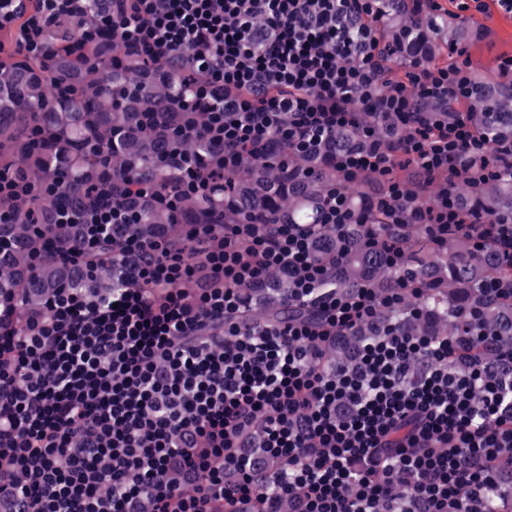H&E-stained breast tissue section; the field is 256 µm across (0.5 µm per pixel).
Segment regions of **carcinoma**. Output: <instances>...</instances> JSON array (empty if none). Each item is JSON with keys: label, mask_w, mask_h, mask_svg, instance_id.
Returning a JSON list of instances; mask_svg holds the SVG:
<instances>
[{"label": "carcinoma", "mask_w": 512, "mask_h": 512, "mask_svg": "<svg viewBox=\"0 0 512 512\" xmlns=\"http://www.w3.org/2000/svg\"><path fill=\"white\" fill-rule=\"evenodd\" d=\"M379 8L392 37L409 28L421 34L429 28L428 21L416 22L400 13L391 0H383ZM75 31L74 22L50 23L46 32L49 54L17 57L0 72V158L17 153L18 143L35 132L38 167L28 171V176L55 181L51 203L78 210L83 198L71 174L80 169L110 168L123 178L162 183L166 171L160 160L168 152V140L163 132L143 127L141 112L148 108L164 112L170 125L177 127L182 124L185 111L178 106L183 90L172 83L176 68L166 60L146 64L122 54L106 27L97 31L89 47L73 50L70 42ZM52 76L64 84L56 94L49 90ZM476 81L494 89L493 94H479L468 102L478 132L491 139H512V83L502 82L498 75L478 77ZM357 144L355 132L342 130L317 155L292 154L284 165H267L246 156L239 168L227 175L232 190L214 201L185 200L181 207L184 220L203 219L217 210L226 222L250 216L284 224H317L327 189L336 181L328 156L339 148ZM308 168L315 175H303ZM405 181L417 199L430 201L448 177L435 178L424 190L414 178L407 176ZM457 186L468 191L464 201L468 206L474 205L490 215L512 212V182L482 184L476 180L459 182ZM349 199L367 214V225L387 226L386 216L371 209L369 179L360 178ZM127 203L138 213L134 230L141 237L150 239L163 230L177 231L175 213L166 205L138 197L128 198ZM0 209L16 211L10 227L15 248L0 259L1 297L32 307L56 288L75 283L84 288L98 286L96 279L75 280L51 261L32 270L30 256L33 248L41 245V239L21 206L0 203ZM393 231L402 245L408 275L416 283L434 285L423 297H410L411 305L424 310V316L405 320L409 332L452 336L458 330V321L448 314V309L478 305L484 330L498 336L503 347H512V299L487 302L480 298L478 290L485 280L512 278L511 264L495 258L490 249L474 254L470 242L454 233L440 246L420 235L415 224H402ZM363 232L360 226L351 228L352 244L342 263L331 269L323 287L341 290L364 283L381 287L395 276L385 254L369 252L358 243ZM266 287L267 292L259 300L265 320L300 314L286 303L287 279L271 273ZM373 332L374 328L363 327L349 334L336 347L335 359L348 361L361 345V337Z\"/></svg>", "instance_id": "cac0c4a2"}]
</instances>
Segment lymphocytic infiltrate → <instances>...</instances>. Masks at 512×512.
Listing matches in <instances>:
<instances>
[{
	"label": "lymphocytic infiltrate",
	"instance_id": "1",
	"mask_svg": "<svg viewBox=\"0 0 512 512\" xmlns=\"http://www.w3.org/2000/svg\"><path fill=\"white\" fill-rule=\"evenodd\" d=\"M378 0H112L99 21L86 0H0V68L46 51L48 25L76 20L74 47L109 27L128 55L179 58L185 105L204 107L209 158L182 150L172 183L115 184L83 177L80 210L46 225L33 262L53 259L107 288H59L22 312L0 301V512H487L512 469V350L458 309L452 336L412 335L401 317L402 250L376 231L398 276L385 289L324 288L312 257L322 228L346 240L365 223L348 204L357 175H375L372 206L394 224H421L435 240L469 224L488 228L512 264V214L485 217L452 191L415 201L401 172L424 179L471 172L512 179V141L476 132L448 103L475 93L466 49L452 64L410 55L411 35L383 33ZM401 60L393 71V60ZM380 114L400 136L382 140L362 116ZM364 146L332 155L341 178L322 224L221 223L219 215L153 239L133 230L125 196L212 197L243 156L280 162L309 155L337 129ZM52 185L0 162V198L43 219ZM80 222V240L60 234ZM288 279L304 316L249 323L247 291L269 271ZM355 358L329 347L381 312Z\"/></svg>",
	"mask_w": 512,
	"mask_h": 512
}]
</instances>
